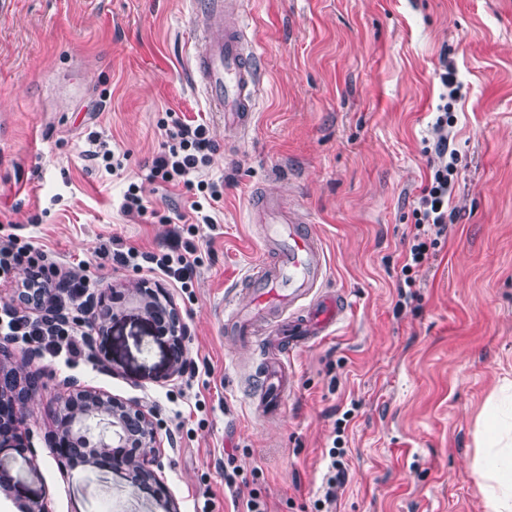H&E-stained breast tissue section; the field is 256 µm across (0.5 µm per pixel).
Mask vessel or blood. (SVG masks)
<instances>
[{
	"mask_svg": "<svg viewBox=\"0 0 512 512\" xmlns=\"http://www.w3.org/2000/svg\"><path fill=\"white\" fill-rule=\"evenodd\" d=\"M194 13L202 20L192 57L194 83L212 111L248 129L260 89L257 49L246 37L248 22L220 26L224 0H196ZM255 211L268 226L271 253L246 276L252 301L237 310L236 333L265 352L254 403L271 411L284 398L290 351L330 335L345 316L347 300L323 287L325 255L308 220L297 211L271 207L263 197Z\"/></svg>",
	"mask_w": 512,
	"mask_h": 512,
	"instance_id": "obj_1",
	"label": "vessel or blood"
}]
</instances>
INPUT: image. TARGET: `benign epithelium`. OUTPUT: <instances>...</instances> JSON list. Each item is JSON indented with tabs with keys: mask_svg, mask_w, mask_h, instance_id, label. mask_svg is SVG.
<instances>
[{
	"mask_svg": "<svg viewBox=\"0 0 512 512\" xmlns=\"http://www.w3.org/2000/svg\"><path fill=\"white\" fill-rule=\"evenodd\" d=\"M146 312L161 310L168 319V334L175 348L173 372L184 368L183 347L188 332L180 315L145 288L131 289ZM31 358L6 368L0 365V415L10 405L13 424L22 422L30 393L39 386L38 376L29 370ZM56 432L72 439L84 453V465L93 469L104 457L112 468L124 470L134 484L157 481L161 469L158 424L152 410L138 401L123 400L84 387L60 401ZM114 448H132L129 454H114Z\"/></svg>",
	"mask_w": 512,
	"mask_h": 512,
	"instance_id": "7a95c632",
	"label": "benign epithelium"
}]
</instances>
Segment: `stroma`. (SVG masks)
<instances>
[{
	"label": "stroma",
	"instance_id": "obj_1",
	"mask_svg": "<svg viewBox=\"0 0 512 512\" xmlns=\"http://www.w3.org/2000/svg\"><path fill=\"white\" fill-rule=\"evenodd\" d=\"M262 103L248 132L224 127L196 90L190 0H9L0 12V239L17 235L63 270L84 264L115 318L88 358H29L41 384L0 512L43 500L51 512H487L476 473L485 407L512 380V0H244ZM449 61L460 85L451 146L458 174L448 234L398 301L413 201ZM204 121L214 149L205 177L224 184L217 224L193 221L184 190L146 183L169 145V113ZM99 132L120 170L83 155ZM141 184L146 212L120 211ZM267 196L313 222L329 289L349 301L339 330L289 357L278 414L249 392L262 352L229 331L250 302L244 284L265 249L250 207ZM164 253L197 249L184 290L160 273L97 258L112 238ZM166 291L190 335L173 374L172 345L131 285ZM151 408L157 482L133 486L109 466L59 460L63 380ZM347 481L323 501L331 449ZM36 464H28V457ZM235 487H227V475Z\"/></svg>",
	"mask_w": 512,
	"mask_h": 512
}]
</instances>
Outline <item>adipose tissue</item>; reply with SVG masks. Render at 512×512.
<instances>
[{"instance_id": "obj_1", "label": "adipose tissue", "mask_w": 512, "mask_h": 512, "mask_svg": "<svg viewBox=\"0 0 512 512\" xmlns=\"http://www.w3.org/2000/svg\"><path fill=\"white\" fill-rule=\"evenodd\" d=\"M478 471L485 483L489 512H512V417L491 404L482 433Z\"/></svg>"}]
</instances>
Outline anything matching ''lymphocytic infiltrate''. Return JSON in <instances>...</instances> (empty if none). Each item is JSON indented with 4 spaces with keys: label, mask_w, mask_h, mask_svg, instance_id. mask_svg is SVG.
<instances>
[{
    "label": "lymphocytic infiltrate",
    "mask_w": 512,
    "mask_h": 512,
    "mask_svg": "<svg viewBox=\"0 0 512 512\" xmlns=\"http://www.w3.org/2000/svg\"><path fill=\"white\" fill-rule=\"evenodd\" d=\"M452 122L448 96L440 94L431 125L430 174L416 196L412 210V245L401 267L404 282L408 285L413 282L412 270L423 265L429 249L437 245L439 237L448 229L447 204L453 189L456 161V153L448 139ZM171 124L168 135L172 143L153 158L147 179L152 183L206 190V202H192L191 209L196 223L215 224L216 219L209 208L222 200L224 188L203 177L213 149L209 127L204 123L186 122L176 115L172 116ZM98 256L122 266L160 271L184 289L192 287L200 264L194 249L188 247L183 249L174 243L169 252L157 254L125 246L118 238L113 239L111 248L100 250ZM21 265L36 269L39 275L34 295L41 303V314L33 319L20 316L12 306L5 304L0 306V322L10 335L22 337L49 357L62 356L70 360L85 356L87 327L71 317L70 309L75 305L93 306L94 296L88 276L75 271L59 276L55 265L48 263L45 252L33 244L20 242L13 236L0 241V273H9Z\"/></svg>",
    "instance_id": "f902f5d3"
}]
</instances>
